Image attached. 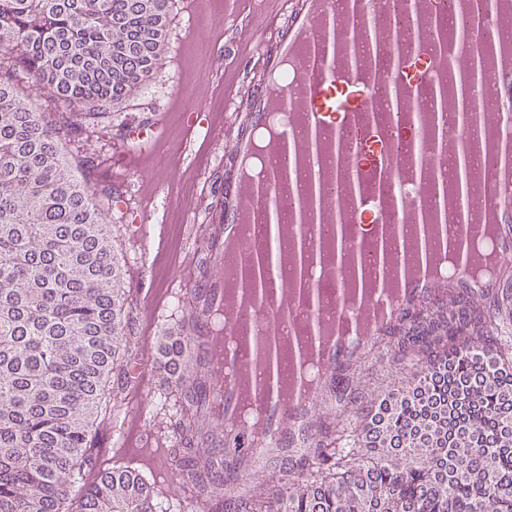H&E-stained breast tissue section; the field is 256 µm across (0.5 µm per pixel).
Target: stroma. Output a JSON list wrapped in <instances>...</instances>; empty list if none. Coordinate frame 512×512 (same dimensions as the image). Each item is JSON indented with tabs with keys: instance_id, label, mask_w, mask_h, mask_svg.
I'll list each match as a JSON object with an SVG mask.
<instances>
[{
	"instance_id": "1",
	"label": "stroma",
	"mask_w": 512,
	"mask_h": 512,
	"mask_svg": "<svg viewBox=\"0 0 512 512\" xmlns=\"http://www.w3.org/2000/svg\"><path fill=\"white\" fill-rule=\"evenodd\" d=\"M225 0H170L168 34L160 52L161 74L135 91L121 110L129 124L162 123L163 130L145 161L132 169L114 166L123 151L124 130L111 120L87 126L82 137L66 144L75 173L101 197L112 226V242L122 269L121 286L131 290V351L137 361L146 322L144 296L151 288H181L183 229L213 224L220 218L224 189L225 41L237 35L242 21L269 24V15L253 0H236V18L225 15ZM198 110L207 127L186 129L184 114ZM95 149L94 166H86L87 149ZM146 398V447L172 439L170 422L181 403L175 393L154 383L128 380L116 403L129 411L134 393Z\"/></svg>"
}]
</instances>
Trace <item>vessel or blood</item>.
<instances>
[{
    "instance_id": "vessel-or-blood-1",
    "label": "vessel or blood",
    "mask_w": 512,
    "mask_h": 512,
    "mask_svg": "<svg viewBox=\"0 0 512 512\" xmlns=\"http://www.w3.org/2000/svg\"><path fill=\"white\" fill-rule=\"evenodd\" d=\"M263 3L286 15L273 41L251 26L224 48L228 58L258 54L261 77L225 78L222 220L202 235L212 273L187 277L182 325L147 324L148 359L129 372L147 379L159 355L177 383L193 351L208 365L209 410L232 470L285 476L318 440L323 413L339 407L334 390L352 358L326 342L324 390L287 398L280 384L292 357L278 341L336 317L357 278L403 291L375 337L427 297L486 302L512 288V0ZM329 224L347 225L361 265L336 267L327 287L286 306L302 286L296 238L332 254ZM478 230L488 234L484 250L470 248L447 282L422 269V249L469 244ZM489 254L495 275L476 277ZM233 277L251 293L248 305L232 306ZM219 327L228 346L212 339ZM247 394L264 409V439L245 425L222 430Z\"/></svg>"
}]
</instances>
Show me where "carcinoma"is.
I'll use <instances>...</instances> for the list:
<instances>
[{"label": "carcinoma", "mask_w": 512, "mask_h": 512, "mask_svg": "<svg viewBox=\"0 0 512 512\" xmlns=\"http://www.w3.org/2000/svg\"><path fill=\"white\" fill-rule=\"evenodd\" d=\"M168 0H0V512H157L141 476L101 469L98 417L120 426L106 385L123 368L133 301L120 288L108 224L62 152L79 121L157 77ZM54 89L49 120L17 89ZM420 370L364 408L351 401L300 458L296 482L227 500L202 360L179 399L171 454L179 512H512V296L482 306L431 298L379 337L346 376L360 389L384 363ZM207 448L204 461L195 449Z\"/></svg>", "instance_id": "obj_1"}]
</instances>
